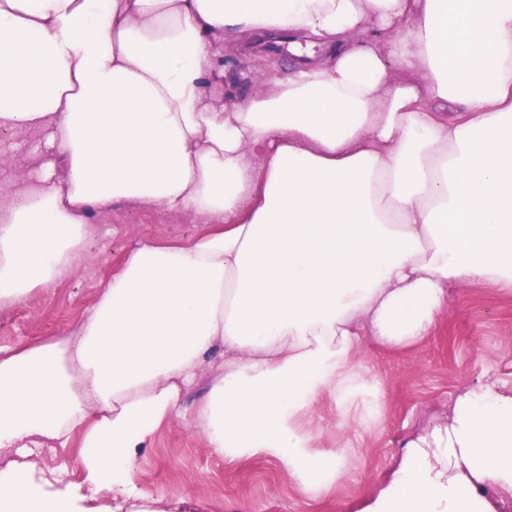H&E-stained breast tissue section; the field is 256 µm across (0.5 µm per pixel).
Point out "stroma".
<instances>
[{
    "label": "stroma",
    "instance_id": "1",
    "mask_svg": "<svg viewBox=\"0 0 512 512\" xmlns=\"http://www.w3.org/2000/svg\"><path fill=\"white\" fill-rule=\"evenodd\" d=\"M287 54L284 35L227 47L224 70L233 95L271 89L280 75L276 64ZM34 147L25 132L0 134V189L23 181L21 160ZM95 219L98 232L72 275L0 310V346L62 335L141 240L187 241L205 230L183 215L145 213L123 203ZM477 385L512 395V293L482 282L456 290L419 344L401 351L366 347L350 389L317 407L314 449L341 459L325 494L293 487L277 461L217 456L177 420L163 426L142 454L135 480L153 497L150 512H364L392 480L408 442L447 423L458 397ZM28 460L33 481L46 494L81 479L77 449L35 448Z\"/></svg>",
    "mask_w": 512,
    "mask_h": 512
}]
</instances>
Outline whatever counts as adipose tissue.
<instances>
[{"label": "adipose tissue", "mask_w": 512, "mask_h": 512, "mask_svg": "<svg viewBox=\"0 0 512 512\" xmlns=\"http://www.w3.org/2000/svg\"><path fill=\"white\" fill-rule=\"evenodd\" d=\"M284 33L286 75L226 97L227 44ZM0 130L46 148L0 195V309L69 276L115 203L207 226L137 245L63 337L0 346V449L75 443L83 474L47 499L10 461L0 512L148 499L137 462L176 418L325 492L306 422L365 342L512 292V0H0ZM487 483L512 494V397L480 386L366 512H494Z\"/></svg>", "instance_id": "obj_1"}]
</instances>
